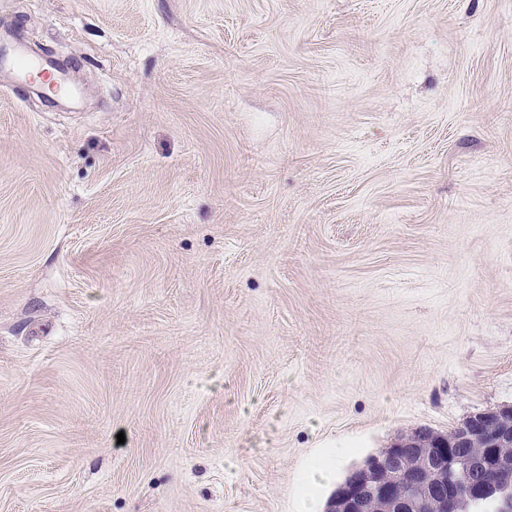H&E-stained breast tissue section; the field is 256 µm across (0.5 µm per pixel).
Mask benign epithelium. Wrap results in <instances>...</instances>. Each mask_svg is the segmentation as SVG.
<instances>
[{
  "mask_svg": "<svg viewBox=\"0 0 512 512\" xmlns=\"http://www.w3.org/2000/svg\"><path fill=\"white\" fill-rule=\"evenodd\" d=\"M479 441L500 451L499 470L508 472V482L499 477L474 478L468 460L448 455L450 448ZM509 448L512 406L472 414L446 434L415 431L366 457L336 490L328 512H464L494 492L512 487V462L505 459ZM419 469L430 474L428 482L418 481Z\"/></svg>",
  "mask_w": 512,
  "mask_h": 512,
  "instance_id": "obj_1",
  "label": "benign epithelium"
}]
</instances>
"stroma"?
<instances>
[{
    "instance_id": "1",
    "label": "stroma",
    "mask_w": 512,
    "mask_h": 512,
    "mask_svg": "<svg viewBox=\"0 0 512 512\" xmlns=\"http://www.w3.org/2000/svg\"><path fill=\"white\" fill-rule=\"evenodd\" d=\"M0 512H297L512 405V0H0ZM12 63L17 67L19 79H27L33 69L39 68L42 79L49 86L56 90H62L61 83L57 80L56 76L50 70L41 67L35 59L28 56L24 51L12 49ZM335 466L336 458L316 460L305 478L307 488H316L327 482Z\"/></svg>"
}]
</instances>
